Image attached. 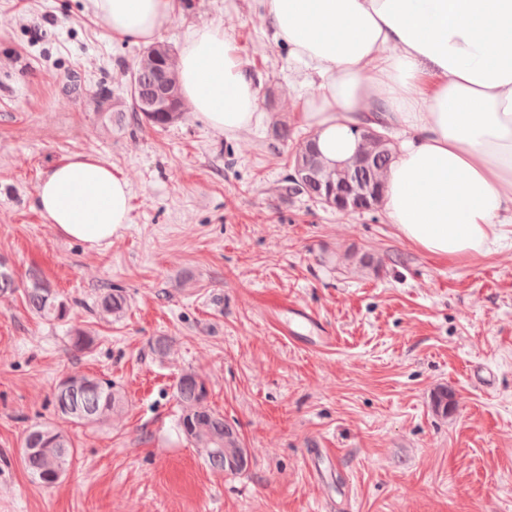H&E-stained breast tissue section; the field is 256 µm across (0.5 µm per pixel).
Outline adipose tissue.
Masks as SVG:
<instances>
[{
	"instance_id": "obj_1",
	"label": "adipose tissue",
	"mask_w": 512,
	"mask_h": 512,
	"mask_svg": "<svg viewBox=\"0 0 512 512\" xmlns=\"http://www.w3.org/2000/svg\"><path fill=\"white\" fill-rule=\"evenodd\" d=\"M276 42L317 82L300 120L323 163L359 150L356 129L394 125L403 139L384 177L399 237L449 259L512 241V0H256ZM114 38L150 41L175 0H89ZM184 98L211 128L234 135L258 120L251 70L222 26L185 36ZM34 206L88 250L129 222L122 171L85 153L57 161Z\"/></svg>"
}]
</instances>
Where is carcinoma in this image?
<instances>
[{
    "mask_svg": "<svg viewBox=\"0 0 512 512\" xmlns=\"http://www.w3.org/2000/svg\"><path fill=\"white\" fill-rule=\"evenodd\" d=\"M130 99L133 122L152 128L165 129L183 119L187 112L178 77V58L169 45L157 42L145 48L130 79ZM363 149L355 155V163L344 170L329 169L320 160L310 140L290 155L291 168H303L302 180L287 179L285 192L320 199L326 188L338 191L349 201L359 188L366 187L382 201L383 177L395 160L392 147L373 136L362 138ZM21 294L26 309L47 320L62 321L69 317L67 301L53 290L42 276L31 273L27 280L19 279L15 269L0 258V298ZM126 298L121 291L103 295L99 302L102 317L110 318L124 312ZM95 337L85 329L73 328L71 345L78 351L92 347ZM63 376L81 378L85 384L71 395L54 389L52 403L57 417L64 421L98 424L121 416L125 398L110 379L68 371ZM206 380L195 371L181 374L175 396L179 403L180 420L195 412L194 428L183 430L191 445L201 452L210 468L224 466V454L235 451L232 444H224V415L207 404ZM73 457L70 438L59 426L47 421L27 431L23 440L22 463L26 472L40 484L50 487L58 483L56 474L67 471Z\"/></svg>",
    "mask_w": 512,
    "mask_h": 512,
    "instance_id": "1",
    "label": "carcinoma"
}]
</instances>
